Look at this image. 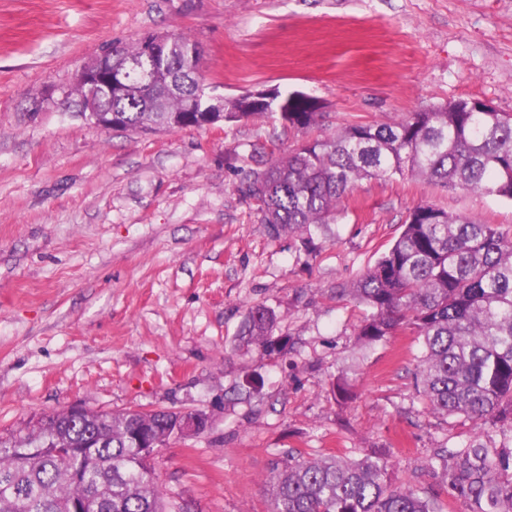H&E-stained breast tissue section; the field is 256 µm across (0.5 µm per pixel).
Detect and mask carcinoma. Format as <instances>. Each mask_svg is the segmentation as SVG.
<instances>
[{
	"label": "carcinoma",
	"mask_w": 512,
	"mask_h": 512,
	"mask_svg": "<svg viewBox=\"0 0 512 512\" xmlns=\"http://www.w3.org/2000/svg\"><path fill=\"white\" fill-rule=\"evenodd\" d=\"M147 41L114 46L122 83L101 100L125 129L202 128L279 114L291 127L316 124V100L293 91L289 111L276 100L216 93L197 69L196 43L172 34L153 56ZM479 99L412 112L404 119L355 123L324 139L305 141L241 183L237 191L278 234L335 224L342 202L364 179L421 177L446 188L512 201V114L481 112ZM403 230L349 293L372 309L356 336L377 343L405 329L421 340L415 378L426 409L463 415L482 430L512 425V238L494 224L453 215L430 204L409 210ZM277 316L263 305L246 309L241 338L270 353H288L274 335ZM147 426L175 438L177 414L91 409L44 417L40 432L0 439V512H167L157 478L136 436ZM58 435L75 444L98 440L91 456L60 455ZM453 497L469 512H512V448L475 442L447 453ZM388 459L368 454L301 458L286 452L267 480L272 512H442L434 494L392 483Z\"/></svg>",
	"instance_id": "obj_1"
}]
</instances>
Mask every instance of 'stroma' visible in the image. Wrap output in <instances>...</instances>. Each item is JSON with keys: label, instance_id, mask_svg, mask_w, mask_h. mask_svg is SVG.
Segmentation results:
<instances>
[{"label": "stroma", "instance_id": "obj_1", "mask_svg": "<svg viewBox=\"0 0 512 512\" xmlns=\"http://www.w3.org/2000/svg\"><path fill=\"white\" fill-rule=\"evenodd\" d=\"M147 33L195 41L221 94L314 96L317 124L107 131L64 109L104 44ZM466 97L512 114V0H0V438L74 403L202 410L210 429L153 461L173 510L270 512L291 450L389 455L398 483L467 512L435 454L482 432L426 410L410 331L359 342L370 309L345 290L415 205L512 238V202L365 179L339 223L275 236L237 192L304 141ZM254 304L287 354L236 348Z\"/></svg>", "mask_w": 512, "mask_h": 512}]
</instances>
